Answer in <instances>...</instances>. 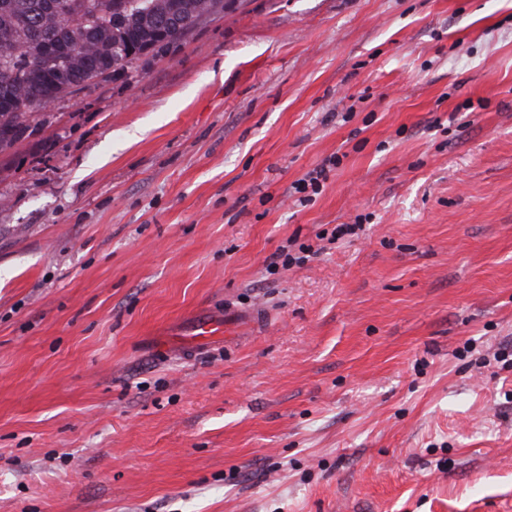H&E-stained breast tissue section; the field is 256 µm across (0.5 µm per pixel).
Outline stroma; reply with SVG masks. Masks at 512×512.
<instances>
[{"mask_svg":"<svg viewBox=\"0 0 512 512\" xmlns=\"http://www.w3.org/2000/svg\"><path fill=\"white\" fill-rule=\"evenodd\" d=\"M224 2L0 153V512H512V0ZM340 163V158L338 156L330 157L326 159L323 164L316 170L307 174L304 178L297 180L293 184V189L295 193L306 194L301 197V200L307 201L310 200L313 195H317L320 191V179H326V168L332 166H336ZM243 323H249V318L225 311L224 313H210L189 326L191 335H189L186 345L179 344V346L195 350L209 347L223 341L224 334H227L226 326L229 330Z\"/></svg>","mask_w":512,"mask_h":512,"instance_id":"obj_1","label":"stroma"}]
</instances>
